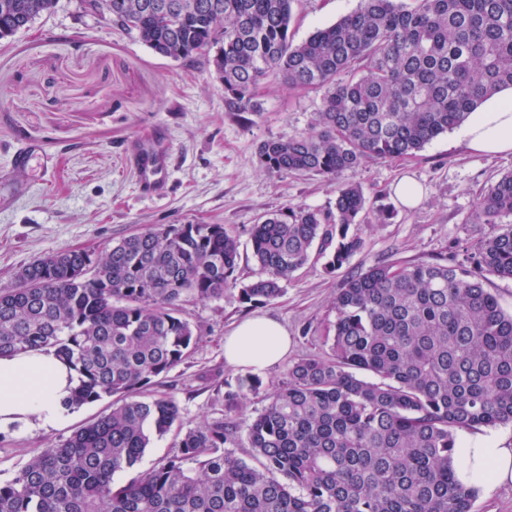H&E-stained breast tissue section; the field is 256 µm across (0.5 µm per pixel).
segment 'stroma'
Here are the masks:
<instances>
[{"label":"stroma","instance_id":"35a3bbf8","mask_svg":"<svg viewBox=\"0 0 512 512\" xmlns=\"http://www.w3.org/2000/svg\"><path fill=\"white\" fill-rule=\"evenodd\" d=\"M358 0H295L290 31L302 42L318 28L356 8ZM261 111L229 112L206 55L160 56L133 33L76 0H58L25 31L0 40V171L12 169L22 139L39 142L55 166L40 159L0 185V287L15 284L36 259L70 249L102 250L109 243L156 225L221 224L240 242L239 284L259 269L251 257L253 224L289 207H333L336 185L319 176L271 174L258 161L262 142L308 131L319 93L295 91L270 79L258 89ZM149 146L167 158L166 187L140 191L127 157ZM512 154L485 156L466 150L459 130L440 135L415 157L372 160L348 173L369 206H389L384 224L354 225L364 246L349 264L326 269V256L312 254L279 297L249 307L237 290L223 298L190 300L181 315L195 328L192 353L142 396L174 398L184 427L225 413L224 393L243 369L224 360V336L239 320L267 316L288 331L284 360L261 371L264 381L283 377L290 363L329 353L325 336L336 319L332 301L344 281L378 263L463 261L489 231L472 214L478 198L503 173ZM410 178L422 189L417 207L394 197ZM111 398L67 411L48 429L0 431V482L31 458L107 414Z\"/></svg>","mask_w":512,"mask_h":512}]
</instances>
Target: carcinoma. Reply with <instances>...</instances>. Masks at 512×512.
<instances>
[{"instance_id":"obj_1","label":"carcinoma","mask_w":512,"mask_h":512,"mask_svg":"<svg viewBox=\"0 0 512 512\" xmlns=\"http://www.w3.org/2000/svg\"><path fill=\"white\" fill-rule=\"evenodd\" d=\"M293 2L104 0L101 12L163 57L209 54L230 112L261 111L271 76L321 92L311 128L263 142L258 156L269 172L336 182L335 206L253 225L259 276L239 290L251 306L280 296L314 244L334 247L332 271L362 249L349 229L366 199L345 173L416 154L512 86V0H359L297 44ZM56 4L0 0V39ZM510 216L512 172L481 194L473 220L489 233L466 261L351 276L333 301L328 356L289 365L255 416L187 429L176 454L123 485L115 474L180 422L174 399L140 395L197 343L180 306L224 298L240 243L222 224L157 226L29 264L0 288V354L53 349L77 374L67 407L115 402L0 483V512H471L459 434L512 424V313L486 288L490 276L512 279ZM262 387L238 379L226 406Z\"/></svg>"}]
</instances>
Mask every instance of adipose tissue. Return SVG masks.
<instances>
[{
    "instance_id": "adipose-tissue-1",
    "label": "adipose tissue",
    "mask_w": 512,
    "mask_h": 512,
    "mask_svg": "<svg viewBox=\"0 0 512 512\" xmlns=\"http://www.w3.org/2000/svg\"><path fill=\"white\" fill-rule=\"evenodd\" d=\"M461 141L472 152L512 154V87L470 112ZM288 346V332L281 323L257 317L229 332L224 339V358L231 365L260 371L280 361ZM75 384L74 371L54 351L0 356V430L57 426L63 419V402ZM456 455L457 476L464 485L490 492L512 483V444L501 442L494 433H463Z\"/></svg>"
}]
</instances>
